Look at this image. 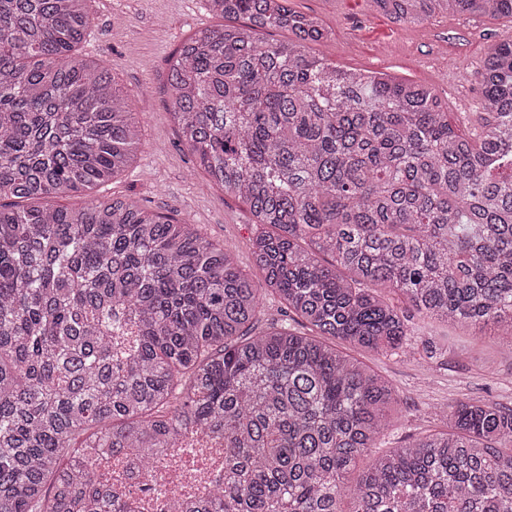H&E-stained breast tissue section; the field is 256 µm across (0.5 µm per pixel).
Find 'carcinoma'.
<instances>
[{"label":"carcinoma","instance_id":"carcinoma-1","mask_svg":"<svg viewBox=\"0 0 512 512\" xmlns=\"http://www.w3.org/2000/svg\"><path fill=\"white\" fill-rule=\"evenodd\" d=\"M205 2L227 24L177 51L171 115L260 226L254 274L124 199L36 205L121 175L141 131L112 69L75 52L88 0H0V512H134L87 494L90 453L146 465L191 428L224 436V484L171 512H512V408L493 403L448 406L446 429L349 483L396 398L334 344L402 349L383 289L512 337V41L489 49L464 130L424 85L311 55L329 32L288 0ZM374 3L406 23L512 17V0ZM269 290L308 332L256 330Z\"/></svg>","mask_w":512,"mask_h":512}]
</instances>
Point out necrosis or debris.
<instances>
[{
    "mask_svg": "<svg viewBox=\"0 0 512 512\" xmlns=\"http://www.w3.org/2000/svg\"><path fill=\"white\" fill-rule=\"evenodd\" d=\"M101 493L135 500L140 512H167L166 502L204 496L224 475V440L200 431L186 434L175 447L162 449L148 467L132 457L99 453Z\"/></svg>",
    "mask_w": 512,
    "mask_h": 512,
    "instance_id": "necrosis-or-debris-1",
    "label": "necrosis or debris"
}]
</instances>
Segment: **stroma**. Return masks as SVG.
I'll use <instances>...</instances> for the list:
<instances>
[{
  "label": "stroma",
  "instance_id": "35a3bbf8",
  "mask_svg": "<svg viewBox=\"0 0 512 512\" xmlns=\"http://www.w3.org/2000/svg\"><path fill=\"white\" fill-rule=\"evenodd\" d=\"M318 17L329 40L311 54L349 69L378 72L430 87L449 118L480 109V72L490 45L512 40V18L437 10L423 23H401L373 0H289ZM92 27L77 52L111 67L132 98L142 132L133 163L94 196L118 197L150 211L198 224L230 246L244 272L254 270L251 240L258 231L247 207L194 170L169 114L167 77L173 55L195 31L221 26L204 0H92ZM401 350L351 349L352 357L389 382L398 399L376 453L398 448L440 426L450 403L512 407V358L501 352L499 329L466 331L407 310Z\"/></svg>",
  "mask_w": 512,
  "mask_h": 512
}]
</instances>
